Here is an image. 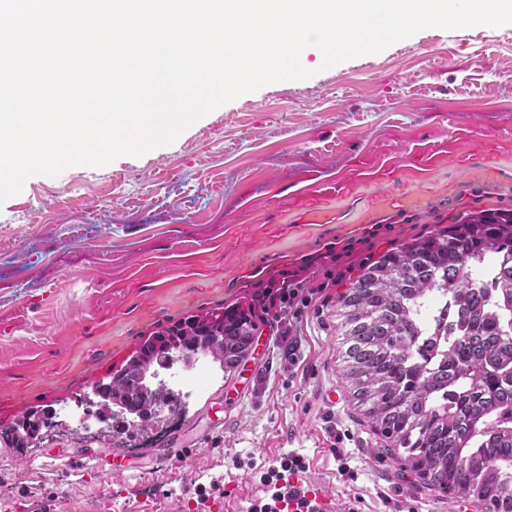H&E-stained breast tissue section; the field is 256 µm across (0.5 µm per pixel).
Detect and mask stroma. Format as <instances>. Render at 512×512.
<instances>
[{
    "label": "stroma",
    "mask_w": 512,
    "mask_h": 512,
    "mask_svg": "<svg viewBox=\"0 0 512 512\" xmlns=\"http://www.w3.org/2000/svg\"><path fill=\"white\" fill-rule=\"evenodd\" d=\"M266 85L169 145L30 177L0 203V512H248L261 477L301 456L331 512H481L384 452L345 377L337 300L361 263L483 210H512V24L431 27L383 51ZM285 269L301 315L264 316L234 371L210 362L180 412L135 437L67 424L94 383L148 336L223 308ZM50 407L64 431L19 450L17 414ZM222 422V430L206 426ZM192 454L155 466L171 432ZM122 453L125 469L70 463Z\"/></svg>",
    "instance_id": "obj_1"
}]
</instances>
